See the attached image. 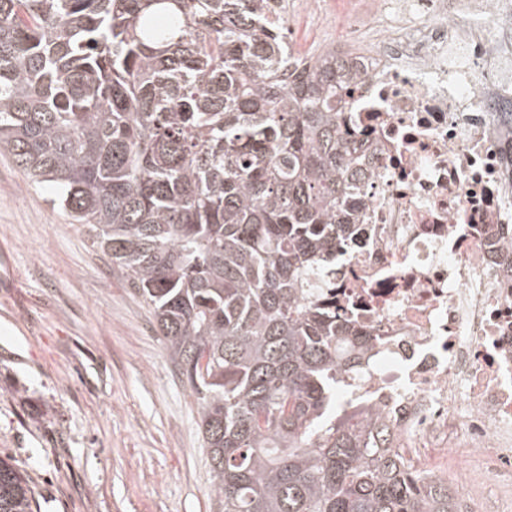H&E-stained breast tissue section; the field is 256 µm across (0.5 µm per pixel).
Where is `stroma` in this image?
Returning a JSON list of instances; mask_svg holds the SVG:
<instances>
[{
  "label": "stroma",
  "instance_id": "1",
  "mask_svg": "<svg viewBox=\"0 0 512 512\" xmlns=\"http://www.w3.org/2000/svg\"><path fill=\"white\" fill-rule=\"evenodd\" d=\"M311 53L372 0H289ZM0 458L34 512H215L195 398L148 307L83 225L0 149Z\"/></svg>",
  "mask_w": 512,
  "mask_h": 512
}]
</instances>
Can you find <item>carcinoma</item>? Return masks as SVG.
<instances>
[{
    "label": "carcinoma",
    "mask_w": 512,
    "mask_h": 512,
    "mask_svg": "<svg viewBox=\"0 0 512 512\" xmlns=\"http://www.w3.org/2000/svg\"><path fill=\"white\" fill-rule=\"evenodd\" d=\"M295 52L266 0H0V147L137 288L196 399L217 512H461L334 416L364 347L322 303L352 235L357 71ZM512 148V99L493 105ZM34 488L0 458V512Z\"/></svg>",
    "instance_id": "carcinoma-1"
}]
</instances>
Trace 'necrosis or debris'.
Instances as JSON below:
<instances>
[{
	"label": "necrosis or debris",
	"mask_w": 512,
	"mask_h": 512,
	"mask_svg": "<svg viewBox=\"0 0 512 512\" xmlns=\"http://www.w3.org/2000/svg\"><path fill=\"white\" fill-rule=\"evenodd\" d=\"M342 25L356 220L322 298L366 340L348 390L490 512L468 463L512 484V158L489 109L512 97V0H377Z\"/></svg>",
	"instance_id": "4bbe7bcc"
}]
</instances>
